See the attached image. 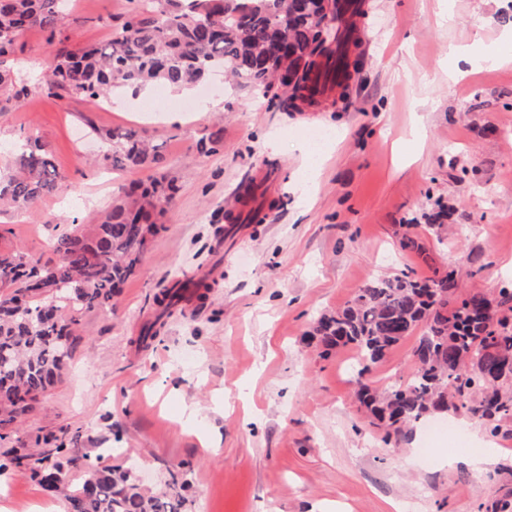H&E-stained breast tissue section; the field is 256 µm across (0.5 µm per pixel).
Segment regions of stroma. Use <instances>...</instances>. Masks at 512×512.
Listing matches in <instances>:
<instances>
[{
	"mask_svg": "<svg viewBox=\"0 0 512 512\" xmlns=\"http://www.w3.org/2000/svg\"><path fill=\"white\" fill-rule=\"evenodd\" d=\"M73 2L61 32L80 45L109 39L110 21L134 7ZM363 3L351 80L300 111L220 78L185 93L125 91L105 109L50 96L47 35L23 36L12 67L31 91L0 111V166L34 135L69 179L30 212L1 215L0 246L47 262L60 229L93 223L119 184L150 176L100 167L91 123L162 145L177 192L134 275L113 306L83 314L87 334L61 382L0 440V454L52 448L77 430L81 453L109 449L103 466H134L147 484L186 472L188 512H401L414 499L420 512H486L512 501V437L489 441L450 411L431 424L463 427L464 438L427 445L417 426L384 444L355 402V351L323 354L307 334L314 317L384 274L454 269L464 290L488 293L512 283V64L496 62L512 55L502 38L512 0H453L445 24L437 0ZM474 42L481 68L449 82V46ZM312 130L331 135L316 154ZM204 137L219 149L199 153ZM442 207L451 218L440 241L426 222ZM408 224L429 260L401 248ZM476 256L484 268L471 277ZM185 275L205 284L204 299L163 311L155 295ZM414 345L406 339L372 368L375 387L406 379ZM190 351L200 370L179 363ZM0 512H66V501L12 468L0 475Z\"/></svg>",
	"mask_w": 512,
	"mask_h": 512,
	"instance_id": "stroma-1",
	"label": "stroma"
}]
</instances>
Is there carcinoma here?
I'll list each match as a JSON object with an SVG mask.
<instances>
[{"mask_svg": "<svg viewBox=\"0 0 512 512\" xmlns=\"http://www.w3.org/2000/svg\"><path fill=\"white\" fill-rule=\"evenodd\" d=\"M67 0H0V60L22 49L32 29L54 46L45 80L48 93L110 101L119 89L134 93L157 83L193 86L225 72L256 95L300 109L333 90L336 62L349 67L351 27L324 24L307 0H140L106 43L73 48L56 38ZM30 89L0 68V95ZM102 144L98 163L132 171L156 165L159 146L136 130L91 127ZM68 180L48 144L31 136L0 169V208L29 212ZM174 179L158 173L122 186L94 224L73 223L52 240L58 260L32 262L19 248L0 250V426L34 411L61 381L81 339V316L112 305L134 274L170 206ZM419 331L408 378L381 393L366 378L372 366ZM324 353L358 351L357 397L370 424L389 445L428 416L450 409L487 428L489 438L512 434V288L497 295L463 292L455 270L417 279L411 271L382 276L348 303L321 314L310 330ZM75 433L41 457L15 454L0 463L43 476V486L65 492L68 512H187V479L170 473L152 492L128 468L101 467L79 454ZM84 460V479L69 484Z\"/></svg>", "mask_w": 512, "mask_h": 512, "instance_id": "obj_1", "label": "carcinoma"}]
</instances>
